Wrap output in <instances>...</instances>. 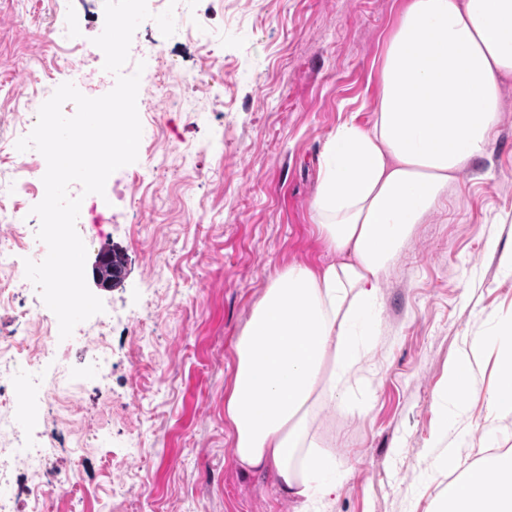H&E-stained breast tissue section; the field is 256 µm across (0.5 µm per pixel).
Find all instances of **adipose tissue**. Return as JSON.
Instances as JSON below:
<instances>
[{"instance_id": "1", "label": "adipose tissue", "mask_w": 512, "mask_h": 512, "mask_svg": "<svg viewBox=\"0 0 512 512\" xmlns=\"http://www.w3.org/2000/svg\"><path fill=\"white\" fill-rule=\"evenodd\" d=\"M374 120L328 140L314 200L316 229L336 260L277 272L235 340L224 418L243 471L273 473L293 512H323L348 471L316 453V407L343 399L376 330L381 284L418 224L487 155L512 79V0H408L386 42ZM497 346L498 380L482 427L512 415V323L474 337L450 367L442 417L463 415L474 367ZM435 512H512V449L484 453L450 481Z\"/></svg>"}]
</instances>
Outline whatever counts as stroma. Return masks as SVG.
Here are the masks:
<instances>
[{
	"label": "stroma",
	"instance_id": "obj_1",
	"mask_svg": "<svg viewBox=\"0 0 512 512\" xmlns=\"http://www.w3.org/2000/svg\"><path fill=\"white\" fill-rule=\"evenodd\" d=\"M404 0H178L183 33L144 21L132 48L157 43L146 67L171 63L191 83L139 87L138 159L114 172L104 195L84 198L86 280L105 307L84 322L111 344L105 372L87 366L78 337L57 344L46 375L66 366L79 410L67 419L34 391L15 406L22 438L49 446L38 471L18 466L16 512H29L37 479L68 477L73 493L46 512H293L270 474L233 456L224 397L234 343L276 271L319 268L333 256L315 230L313 201L329 138L348 120L366 127L379 66ZM104 0H0V191L25 164L18 114L70 82L85 96L111 91L102 61L68 68L55 37L73 18L85 40L102 32ZM490 153L448 190V206L417 225L381 286V322L342 405L310 420L321 453L350 476L326 512H430L453 480L430 445H454L457 469L483 448H512V418L495 434L477 421L496 379L498 351L480 358L465 415L444 426V378L475 336L512 321V81ZM140 172L142 183L130 176ZM139 197L133 207L130 197ZM123 257L119 283H97V253Z\"/></svg>",
	"mask_w": 512,
	"mask_h": 512
}]
</instances>
